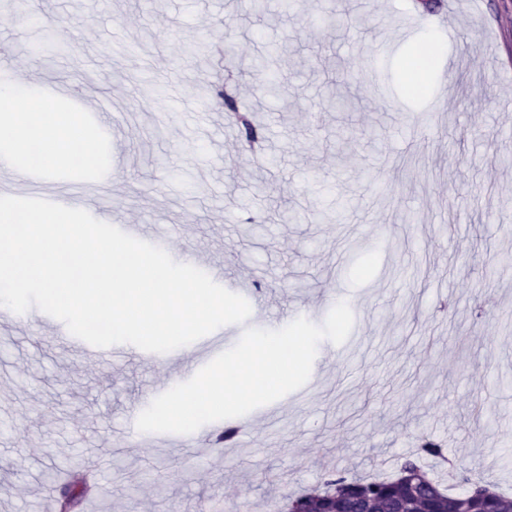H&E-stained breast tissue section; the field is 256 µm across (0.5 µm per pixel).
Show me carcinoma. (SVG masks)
<instances>
[{
    "mask_svg": "<svg viewBox=\"0 0 512 512\" xmlns=\"http://www.w3.org/2000/svg\"><path fill=\"white\" fill-rule=\"evenodd\" d=\"M31 23L43 31L40 44L32 54L45 59L61 48L53 34L54 25L41 16L29 17ZM224 104L237 114L245 128L248 142L258 140V132L245 115L237 113L233 101L218 91ZM448 448L432 437L421 440L415 455L404 458L396 473L385 477L350 476L343 472H330L321 488L288 500L283 512H512V498L484 485L464 480L466 487L454 493L436 477L430 475L420 463V457L446 459Z\"/></svg>",
    "mask_w": 512,
    "mask_h": 512,
    "instance_id": "1",
    "label": "carcinoma"
}]
</instances>
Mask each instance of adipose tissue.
<instances>
[{"label":"adipose tissue","instance_id":"ef3b65f1","mask_svg":"<svg viewBox=\"0 0 512 512\" xmlns=\"http://www.w3.org/2000/svg\"><path fill=\"white\" fill-rule=\"evenodd\" d=\"M25 100L24 87L9 75H1L0 141L14 143L15 148L0 151V166L24 177L34 170H51L76 150L82 151L86 159H93L92 143L54 122L56 108L52 100L38 103L33 116L25 113Z\"/></svg>","mask_w":512,"mask_h":512}]
</instances>
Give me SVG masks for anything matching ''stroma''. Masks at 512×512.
Returning a JSON list of instances; mask_svg holds the SVG:
<instances>
[{"label": "stroma", "instance_id": "35a3bbf8", "mask_svg": "<svg viewBox=\"0 0 512 512\" xmlns=\"http://www.w3.org/2000/svg\"><path fill=\"white\" fill-rule=\"evenodd\" d=\"M427 12L410 0H293L257 21L246 0H39L72 36L35 66L27 14L0 23V58L32 101L64 84L59 108L96 145L92 198L71 202L113 224L153 226L226 289L253 287L245 327L322 324L347 301L342 344L321 341L307 383L253 410L235 442L213 424L167 448L116 441L151 389L204 365L193 346L97 363L65 351L62 321L31 308L0 317V512H47L83 483L75 512H274L333 470L392 471L421 433L460 474L512 495V0ZM347 24L327 28V13ZM439 44L427 91L406 92L403 62ZM281 93L250 65L281 42ZM232 48L233 87L262 146L214 92L208 58ZM355 107L328 105L324 83ZM135 111L136 121L113 128Z\"/></svg>", "mask_w": 512, "mask_h": 512}]
</instances>
